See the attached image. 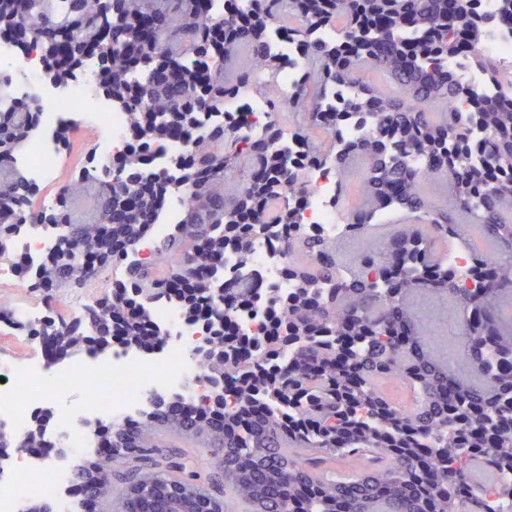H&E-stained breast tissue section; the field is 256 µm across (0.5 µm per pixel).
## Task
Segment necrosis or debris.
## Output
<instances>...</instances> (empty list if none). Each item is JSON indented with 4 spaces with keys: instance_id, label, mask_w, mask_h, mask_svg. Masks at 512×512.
Wrapping results in <instances>:
<instances>
[{
    "instance_id": "4bbe7bcc",
    "label": "necrosis or debris",
    "mask_w": 512,
    "mask_h": 512,
    "mask_svg": "<svg viewBox=\"0 0 512 512\" xmlns=\"http://www.w3.org/2000/svg\"><path fill=\"white\" fill-rule=\"evenodd\" d=\"M96 68V60H87L76 79L56 85L45 80L39 51L22 53L0 40V73L13 77L9 101L38 107L39 130L27 138L14 160L33 189L60 176L62 145L57 133L63 127L84 123L96 128L93 159L100 168L126 146L128 114L98 93L93 82ZM224 109L242 116L243 127L252 136L264 135L273 122L267 100L249 94L225 101ZM304 178L309 194L301 223L330 243H352L356 234L345 223L337 202L333 165L306 170ZM54 244L51 227L29 224L12 241L11 260L0 261V288L8 289L14 299L11 322L19 327L16 339L33 341V332L45 322L48 310L29 299L30 285L17 278L12 259L19 256L39 263ZM287 264L279 244L259 237L246 258L229 257L226 266L255 275L264 295L272 289L282 294L292 290ZM152 312L163 343L147 354L116 346L77 357L16 359L9 349L0 348V373L11 379L10 386L0 387V431L21 435L41 417L49 427L48 447L67 451L65 457L39 462L12 448L0 450V512H27L37 499L53 501L60 512H79L78 503L68 494L70 473L77 458L96 456V423L139 419L155 393L175 394L189 404L210 394V375L196 352L201 344L198 330L175 303L155 302Z\"/></svg>"
}]
</instances>
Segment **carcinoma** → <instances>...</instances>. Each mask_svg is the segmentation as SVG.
<instances>
[{
    "mask_svg": "<svg viewBox=\"0 0 512 512\" xmlns=\"http://www.w3.org/2000/svg\"><path fill=\"white\" fill-rule=\"evenodd\" d=\"M211 0H0L11 23L30 24L35 47L55 56L70 46L74 62L89 58L107 68L112 98L121 101L133 130L149 145L168 139L179 124L188 151L176 172L187 182L181 223L156 242L159 260L129 261V251L152 228L141 215L160 212L146 181L173 182L143 168L140 155L112 158L122 175L104 187L107 170L84 168L70 175L73 186L96 200L93 213L77 214L71 194L59 192L48 223L62 234L48 260L27 265L33 290L48 293L63 284L85 283L110 266L124 268L136 295L138 318L128 345L145 351L158 343V328L146 338L137 325L153 323L151 303L173 300L166 288L178 274L191 280L205 271L195 298L213 313V324L241 305H219L205 289L219 287L222 267L215 254L246 257L256 237L282 242L293 291L271 300L267 334L252 340L246 358L238 342L215 333L199 352L215 381L223 380L237 410L224 411V398L205 406L152 399L144 419L100 428L112 449V470L97 458L76 466L72 485L98 503L122 491L121 512H224L226 488L254 512H504L512 503V324L502 316L512 296V69L494 60L478 63L493 92L478 94L446 68L459 59L455 25H462L478 52L484 34L474 20L477 0L464 12L448 13V0H225L233 8L223 27L236 30L213 56L208 38L218 27ZM342 18L343 43L328 47L313 31ZM298 41L305 77L289 101L269 100L274 123L288 114L291 136L301 146L297 158L267 140L248 141L235 121L214 122L224 101L274 81L278 60L268 33ZM376 72L380 84L363 87ZM399 88L387 91L385 82ZM356 89L344 107L329 100L336 85ZM465 99L468 112L454 102ZM448 107L455 122L436 124L429 109ZM358 116L371 133L341 144L335 158L320 154L313 130L336 127ZM36 128L30 104L0 110V198L11 203L14 223H0V252L28 217L30 190L14 166L15 154ZM253 156L266 169L260 187L268 200L292 210V222L274 224L260 209L240 223L254 189L253 175L238 161ZM360 158L358 189L368 207L350 212L348 224L368 230V219L397 200L422 216L425 227L403 224L380 255L366 254L357 267L338 272L336 247L324 244L299 222L307 189L300 170L328 160L345 175L347 161ZM440 176L453 207L478 222L492 241L489 255L477 256L468 275L474 289L460 288L461 275L445 259H433L434 244L448 229L465 232L447 210L437 207L424 184ZM138 200L129 222L112 227L128 251L92 266L91 252L105 248L101 224L108 211ZM236 297L252 296L255 279L236 273ZM451 297L459 311L462 346L481 378L464 381L438 361L417 327L408 298L414 293ZM126 298L101 301L84 311L98 332ZM59 346L81 352L89 337L49 318L36 331ZM189 439L202 449L200 463L187 470L186 451L173 439Z\"/></svg>",
    "mask_w": 512,
    "mask_h": 512,
    "instance_id": "cac0c4a2",
    "label": "carcinoma"
}]
</instances>
